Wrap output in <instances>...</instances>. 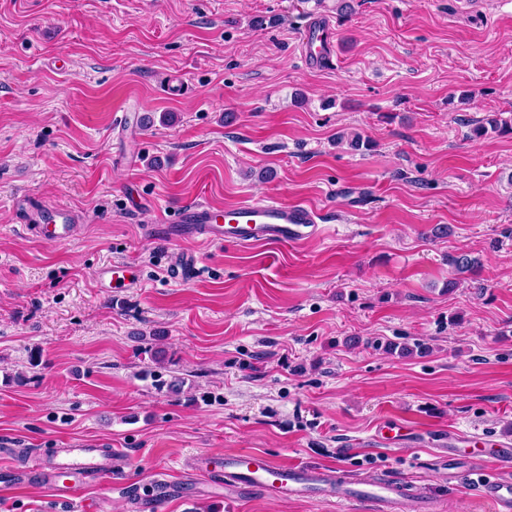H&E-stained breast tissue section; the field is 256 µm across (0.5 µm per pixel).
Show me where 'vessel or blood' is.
I'll return each instance as SVG.
<instances>
[{
    "label": "vessel or blood",
    "instance_id": "1",
    "mask_svg": "<svg viewBox=\"0 0 512 512\" xmlns=\"http://www.w3.org/2000/svg\"><path fill=\"white\" fill-rule=\"evenodd\" d=\"M305 64L322 69L332 60V30L323 15L310 16L300 33ZM23 230L35 233L38 240L64 243L71 239L76 215L72 210L54 208L36 201H17ZM320 214L305 202L294 200L240 202L217 211L200 200L186 203L174 218V232L182 240L211 244L233 242L295 246L315 235ZM197 261L191 252L176 256L169 268L172 280L189 278ZM100 282L113 294H121L139 284L130 265L115 262L98 272ZM113 454L108 448L75 444L57 449L48 459L35 458L22 477L11 469L0 472V494L18 489L22 482L36 481L50 491L69 499L75 512H94L87 497L90 487L111 481ZM186 469L202 479H214L225 489L246 494L260 491L281 500L320 499L332 502L362 503L373 512H393L404 499H412L417 512H424L425 501L415 498L410 488L393 478L356 482L337 472L334 466L309 467L284 465L266 455L247 449L230 453L190 457ZM479 492L491 500L497 512H512V478L497 476L478 481ZM179 479L158 476L148 495L139 497L137 508L183 500Z\"/></svg>",
    "mask_w": 512,
    "mask_h": 512
}]
</instances>
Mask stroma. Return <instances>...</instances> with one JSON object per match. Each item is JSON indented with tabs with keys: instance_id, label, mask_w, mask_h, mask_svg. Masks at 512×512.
<instances>
[{
	"instance_id": "35a3bbf8",
	"label": "stroma",
	"mask_w": 512,
	"mask_h": 512,
	"mask_svg": "<svg viewBox=\"0 0 512 512\" xmlns=\"http://www.w3.org/2000/svg\"><path fill=\"white\" fill-rule=\"evenodd\" d=\"M321 11L337 50L313 71L297 34ZM492 116L512 122V0H0V448L21 467L106 443L98 512L242 448L494 512L455 457L512 443V134L474 133ZM21 195L74 210L71 240L23 232ZM193 199L329 220L294 247L159 229ZM185 250L198 271L170 281ZM460 254L478 265L451 289ZM113 261L141 273L119 298ZM384 422L411 426L398 449ZM186 487L188 512H364ZM0 512L67 507L30 483ZM132 268L125 263L113 262L99 270L98 279L105 288L111 289V293L118 295L125 292L127 288L139 285L140 281L132 275Z\"/></svg>"
}]
</instances>
